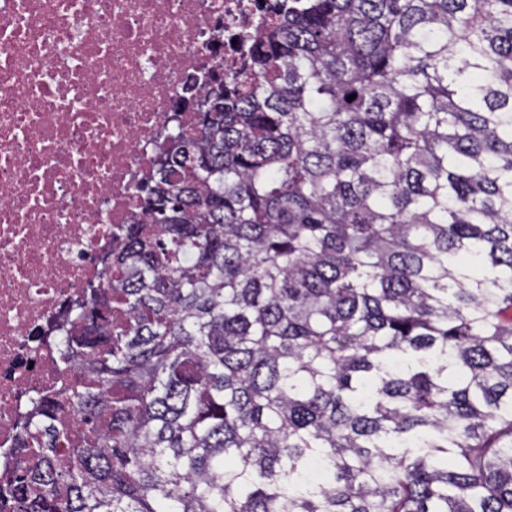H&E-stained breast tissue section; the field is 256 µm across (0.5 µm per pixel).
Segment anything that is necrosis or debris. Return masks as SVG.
<instances>
[{
	"label": "necrosis or debris",
	"instance_id": "4bbe7bcc",
	"mask_svg": "<svg viewBox=\"0 0 512 512\" xmlns=\"http://www.w3.org/2000/svg\"><path fill=\"white\" fill-rule=\"evenodd\" d=\"M265 0H0V454L67 377L36 336L142 218L190 79L232 73Z\"/></svg>",
	"mask_w": 512,
	"mask_h": 512
}]
</instances>
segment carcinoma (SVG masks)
<instances>
[{
	"label": "carcinoma",
	"instance_id": "1",
	"mask_svg": "<svg viewBox=\"0 0 512 512\" xmlns=\"http://www.w3.org/2000/svg\"><path fill=\"white\" fill-rule=\"evenodd\" d=\"M243 38L38 337L74 377L0 512H512V0H271Z\"/></svg>",
	"mask_w": 512,
	"mask_h": 512
}]
</instances>
